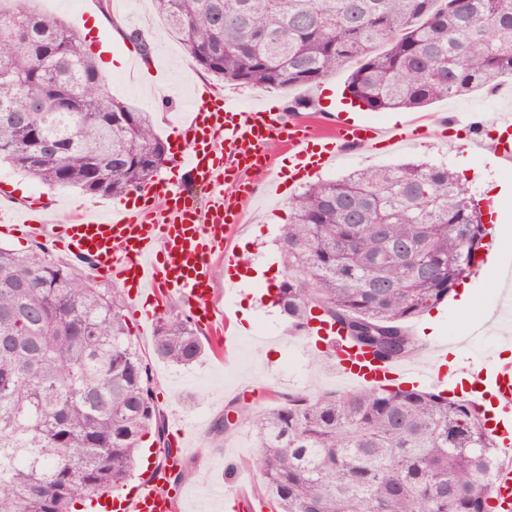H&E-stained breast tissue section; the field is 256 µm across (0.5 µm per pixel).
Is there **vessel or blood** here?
Segmentation results:
<instances>
[{
	"label": "vessel or blood",
	"mask_w": 512,
	"mask_h": 512,
	"mask_svg": "<svg viewBox=\"0 0 512 512\" xmlns=\"http://www.w3.org/2000/svg\"><path fill=\"white\" fill-rule=\"evenodd\" d=\"M179 128L171 152L172 177L144 185L110 215L87 210L76 214L72 223L50 226V203L21 212L0 207V232L31 234L50 228L55 248L89 258L94 276L124 292L138 322L155 323L176 296L197 323L210 327L215 322L213 260L220 257L226 267L237 266L239 257L226 245L224 230L241 223L253 195L245 184L239 193H226V181L239 182L241 173L248 171H268L274 164L268 148L274 143L286 145L288 178L300 181L333 166L355 148L389 147L410 138L402 127L392 131L340 116L330 133L317 141L303 121L290 120L287 113L263 102L243 104L212 87L197 93ZM185 176L209 194L206 212L191 205L189 194L180 189ZM336 370L369 387L426 376L408 362H379L342 343L336 349ZM493 387L504 409H512L511 361L497 362ZM501 449L504 463L493 494L503 512H512V439L502 438ZM179 496L176 488L158 490L156 478L147 476L130 496L114 500L112 512H174Z\"/></svg>",
	"instance_id": "1"
}]
</instances>
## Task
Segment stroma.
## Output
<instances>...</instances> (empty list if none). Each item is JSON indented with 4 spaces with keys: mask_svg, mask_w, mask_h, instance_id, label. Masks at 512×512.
I'll return each instance as SVG.
<instances>
[{
    "mask_svg": "<svg viewBox=\"0 0 512 512\" xmlns=\"http://www.w3.org/2000/svg\"><path fill=\"white\" fill-rule=\"evenodd\" d=\"M41 11L63 19L76 34H83L90 14H97L102 25L95 32L96 41L106 43L112 55L133 60L139 50L126 39L131 30L140 31L151 47L152 61L161 68L160 76L142 70L130 75L127 68L107 70L114 98L137 104L152 112L158 135L172 141L182 111L193 102L195 88L211 86L236 96L243 102L259 98L287 107L295 98L321 99L323 93L334 98L333 109L352 112L354 117L382 127H390L389 112H370L365 108H350L342 98L348 70L327 76L321 84L289 92L277 89H257L219 80L198 69L191 62L183 44L166 29L155 12L152 0H37ZM489 112L512 113V79L499 85L497 92L478 90L471 94L444 99L424 109L407 111L408 121L421 126V135L412 142L400 143L386 150L362 148L345 156L335 166L322 171L325 179L339 178L352 171L370 167L393 166L416 160L443 162L458 169L463 151H470L478 160L479 170L465 184L483 205H497L507 218H512V195L492 201V187L512 186V164L497 158L492 145L496 131L483 133L481 144L470 141V128ZM301 185L282 183L277 195L257 196L246 207L247 223L231 229L233 245L250 244L248 262L258 268L270 269L267 280L238 281L236 287L226 285L223 260L213 264L215 309L217 316H229L230 329L236 337L228 349H217L188 366L154 361V378L158 388L157 405L165 427L182 420L195 434L196 446L186 457L192 476L184 483L185 494L177 501V512H198L202 501L208 500L212 488H223L229 468L239 474L237 487L250 498L251 504L265 503L266 495L259 476L251 466L254 453L251 436L240 427L213 436L210 428L224 412L225 405L241 399L259 408L275 405L280 394L306 392H345L349 386L339 381L334 370L320 352L310 348L304 336L292 331L288 319L273 307L267 296L269 286L278 284L282 268L278 240L283 225L277 215L288 212L292 198L300 193ZM55 202L52 221H70L81 209L91 208L111 212L115 198L88 196L76 189H50L35 180L0 163V200L8 199L24 207L36 198ZM512 267V242L501 250V257L489 268L478 267L476 278L481 288L475 301L467 308L448 302L433 310L439 321V336L423 331V319H415L409 329L418 352L413 359L419 367H428L431 351L439 341L470 336L479 325L485 326L483 336L472 338L467 353L458 354L457 366H465L467 354H480L497 362L503 353L512 352V339L505 334L512 330V307L500 300L504 273ZM193 398L192 410H184L186 398Z\"/></svg>",
    "mask_w": 512,
    "mask_h": 512,
    "instance_id": "1",
    "label": "stroma"
}]
</instances>
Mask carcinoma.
Returning <instances> with one entry per match:
<instances>
[{
	"mask_svg": "<svg viewBox=\"0 0 512 512\" xmlns=\"http://www.w3.org/2000/svg\"><path fill=\"white\" fill-rule=\"evenodd\" d=\"M0 23V160L54 188L120 196L148 183L166 146L151 113L112 97L60 18L12 0ZM191 61L226 82L287 91L357 67L344 90L379 112L493 89L512 76V0H153ZM36 111H22L32 99ZM45 157L37 160L35 153ZM488 235L461 176L406 162L309 185L290 202L273 303L303 330L313 311L384 361L416 355L407 324L478 263ZM45 248L0 246V512H71L125 484L140 442L171 448L152 366L117 288ZM204 332L174 310L153 358L190 365ZM236 402L270 512H491L494 434L466 401L417 387L289 393Z\"/></svg>",
	"mask_w": 512,
	"mask_h": 512,
	"instance_id": "cac0c4a2",
	"label": "carcinoma"
}]
</instances>
